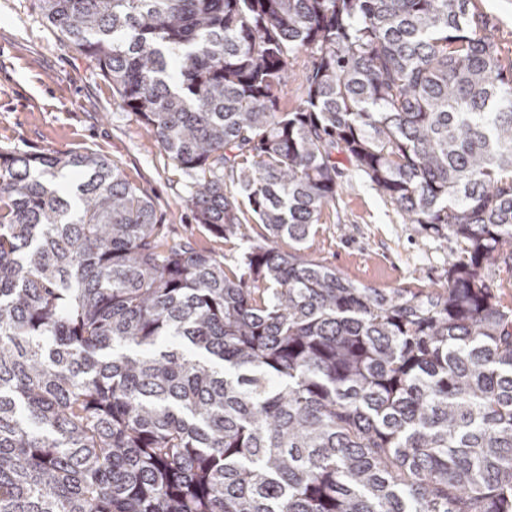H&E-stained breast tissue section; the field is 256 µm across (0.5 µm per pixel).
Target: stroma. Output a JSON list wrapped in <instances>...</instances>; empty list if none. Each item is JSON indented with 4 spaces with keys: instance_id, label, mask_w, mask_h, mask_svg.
<instances>
[{
    "instance_id": "35a3bbf8",
    "label": "stroma",
    "mask_w": 512,
    "mask_h": 512,
    "mask_svg": "<svg viewBox=\"0 0 512 512\" xmlns=\"http://www.w3.org/2000/svg\"><path fill=\"white\" fill-rule=\"evenodd\" d=\"M90 151L144 186L165 215L169 241H188L235 267L242 244L196 224L187 178L150 127L125 112L95 63L62 41L32 0H0V150ZM309 255L375 288L442 285L453 241L406 223L401 211L354 168L308 240Z\"/></svg>"
}]
</instances>
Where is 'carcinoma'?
I'll return each mask as SVG.
<instances>
[{"instance_id":"cac0c4a2","label":"carcinoma","mask_w":512,"mask_h":512,"mask_svg":"<svg viewBox=\"0 0 512 512\" xmlns=\"http://www.w3.org/2000/svg\"><path fill=\"white\" fill-rule=\"evenodd\" d=\"M37 7L246 248L169 243L104 157L0 151V512H512V66L473 0ZM343 159L454 240L441 287L305 253ZM309 66V62L305 56H299L290 66L288 92L283 101L284 106L288 108V110L295 106L297 100L302 95Z\"/></svg>"}]
</instances>
